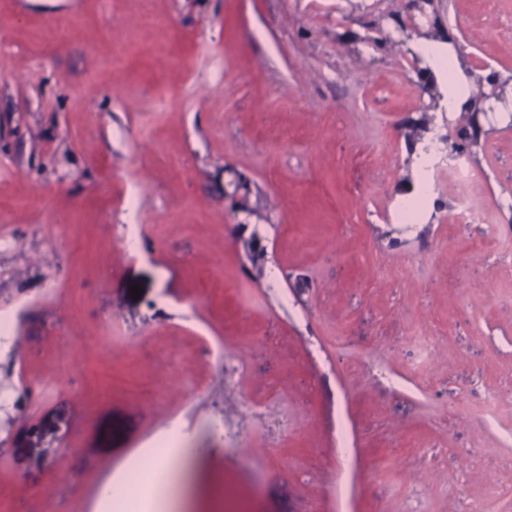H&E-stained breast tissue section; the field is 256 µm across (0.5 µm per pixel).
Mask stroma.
I'll list each match as a JSON object with an SVG mask.
<instances>
[{"instance_id": "35a3bbf8", "label": "stroma", "mask_w": 512, "mask_h": 512, "mask_svg": "<svg viewBox=\"0 0 512 512\" xmlns=\"http://www.w3.org/2000/svg\"><path fill=\"white\" fill-rule=\"evenodd\" d=\"M512 0H0V503L512 512ZM450 170L411 223L416 150ZM143 293L133 298L130 290ZM194 448L183 446H169L162 448L160 454L148 460L142 469L143 478L146 481L152 508L154 512H169L167 508L177 506L173 495V480L175 474L171 472L169 462L172 459H186ZM141 488V487H140ZM140 488L136 491H125L123 495H113L112 494V486L106 485L102 490V498L105 502L110 503L113 511L116 512H134L138 510H134L139 503V492Z\"/></svg>"}]
</instances>
